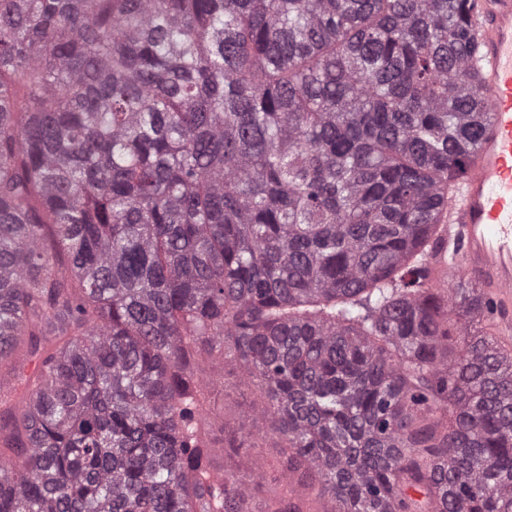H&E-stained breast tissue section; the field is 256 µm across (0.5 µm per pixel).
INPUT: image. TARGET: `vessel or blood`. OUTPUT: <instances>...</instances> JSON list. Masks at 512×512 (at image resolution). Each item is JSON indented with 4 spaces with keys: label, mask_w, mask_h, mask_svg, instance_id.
<instances>
[{
    "label": "vessel or blood",
    "mask_w": 512,
    "mask_h": 512,
    "mask_svg": "<svg viewBox=\"0 0 512 512\" xmlns=\"http://www.w3.org/2000/svg\"><path fill=\"white\" fill-rule=\"evenodd\" d=\"M477 36L489 108L463 194L451 212L459 272L487 287L494 315L512 316V0H480Z\"/></svg>",
    "instance_id": "vessel-or-blood-1"
}]
</instances>
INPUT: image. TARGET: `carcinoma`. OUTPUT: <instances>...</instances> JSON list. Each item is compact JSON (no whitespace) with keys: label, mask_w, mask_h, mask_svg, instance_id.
Segmentation results:
<instances>
[{"label":"carcinoma","mask_w":512,"mask_h":512,"mask_svg":"<svg viewBox=\"0 0 512 512\" xmlns=\"http://www.w3.org/2000/svg\"><path fill=\"white\" fill-rule=\"evenodd\" d=\"M475 2L0 0V512H512ZM228 351L283 460L216 484ZM204 377L214 384L218 397L217 410L224 414V419L228 423H234L245 405L239 391L229 390L224 397V360L222 357L210 360L204 365Z\"/></svg>","instance_id":"cac0c4a2"}]
</instances>
